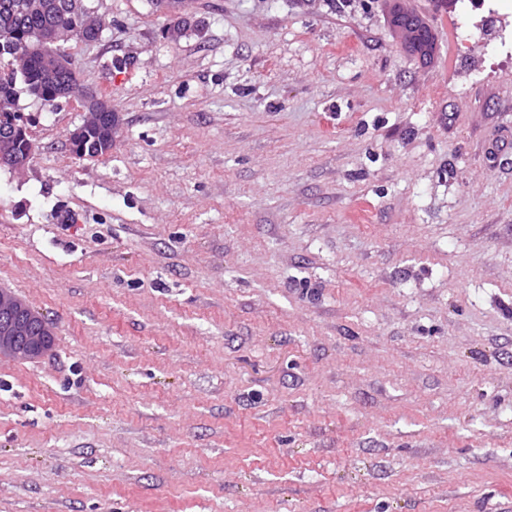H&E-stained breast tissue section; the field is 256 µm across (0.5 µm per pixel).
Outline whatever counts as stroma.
<instances>
[{"label": "stroma", "mask_w": 512, "mask_h": 512, "mask_svg": "<svg viewBox=\"0 0 512 512\" xmlns=\"http://www.w3.org/2000/svg\"><path fill=\"white\" fill-rule=\"evenodd\" d=\"M88 5L111 151L24 94L0 168L54 334L0 360V512H512V0ZM395 26L404 35L407 41L413 40L420 35H425L428 40L432 37L431 27L428 21L420 16L402 12L395 16Z\"/></svg>", "instance_id": "35a3bbf8"}]
</instances>
